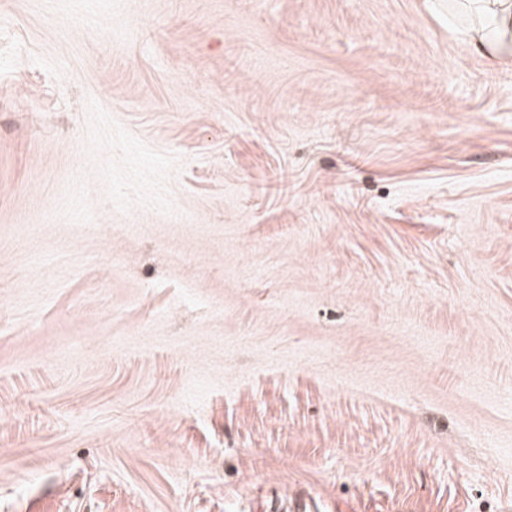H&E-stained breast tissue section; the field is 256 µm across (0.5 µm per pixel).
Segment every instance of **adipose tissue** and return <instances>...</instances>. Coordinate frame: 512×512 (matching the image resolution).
Listing matches in <instances>:
<instances>
[{"instance_id": "ef3b65f1", "label": "adipose tissue", "mask_w": 512, "mask_h": 512, "mask_svg": "<svg viewBox=\"0 0 512 512\" xmlns=\"http://www.w3.org/2000/svg\"><path fill=\"white\" fill-rule=\"evenodd\" d=\"M478 17L470 31L474 50L491 65L512 63V0H469Z\"/></svg>"}]
</instances>
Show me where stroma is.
<instances>
[{"label": "stroma", "instance_id": "1", "mask_svg": "<svg viewBox=\"0 0 512 512\" xmlns=\"http://www.w3.org/2000/svg\"><path fill=\"white\" fill-rule=\"evenodd\" d=\"M458 0H0V512L512 507V66Z\"/></svg>", "mask_w": 512, "mask_h": 512}]
</instances>
